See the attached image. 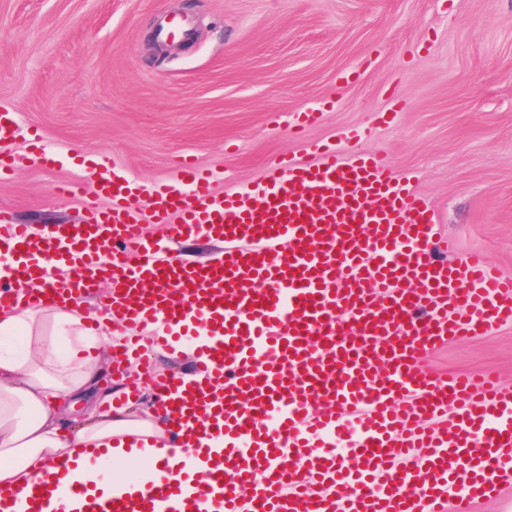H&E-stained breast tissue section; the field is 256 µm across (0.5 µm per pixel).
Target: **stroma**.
Segmentation results:
<instances>
[{
	"label": "stroma",
	"mask_w": 512,
	"mask_h": 512,
	"mask_svg": "<svg viewBox=\"0 0 512 512\" xmlns=\"http://www.w3.org/2000/svg\"><path fill=\"white\" fill-rule=\"evenodd\" d=\"M171 13L193 36L161 56L156 28ZM0 103L20 123L0 148L19 159L0 209L32 229L83 219L51 193L70 167L26 162L33 135L145 185L187 157L219 192L333 142L410 179L449 259L478 252L512 277V0H0ZM308 108L323 114L295 135L292 115ZM426 365L491 369L512 391V325L453 340Z\"/></svg>",
	"instance_id": "obj_1"
}]
</instances>
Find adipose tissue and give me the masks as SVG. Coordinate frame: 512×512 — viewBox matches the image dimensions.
Segmentation results:
<instances>
[{"label": "adipose tissue", "instance_id": "ef3b65f1", "mask_svg": "<svg viewBox=\"0 0 512 512\" xmlns=\"http://www.w3.org/2000/svg\"><path fill=\"white\" fill-rule=\"evenodd\" d=\"M113 334L109 326L89 328L79 303L0 311V495L9 496L11 512H31L32 483L54 477L52 463L72 456L78 466L58 478L64 507L74 486L106 487L116 496L144 491L149 464L162 458L173 479L187 474L191 492L203 488L207 465L193 447L160 442L162 405L146 417H126L107 392L88 409V424L65 421L70 402L92 394L102 371L89 347L111 342ZM138 425L148 427V435L128 438Z\"/></svg>", "mask_w": 512, "mask_h": 512}]
</instances>
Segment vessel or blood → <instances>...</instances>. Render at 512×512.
<instances>
[{"mask_svg":"<svg viewBox=\"0 0 512 512\" xmlns=\"http://www.w3.org/2000/svg\"><path fill=\"white\" fill-rule=\"evenodd\" d=\"M37 166L62 156L32 140ZM85 197L79 224L42 238L0 210V308L79 302L99 277L113 329L127 337L115 373L151 385L168 438L203 431L212 461L187 493L155 464L144 493L88 495L90 512H446L512 483V392L488 371L436 374L428 354L459 336L512 325V278L482 254L441 258L438 214L378 155L278 161L245 189L218 193L213 174L181 162L143 185L107 162L55 186ZM153 199L149 238L137 201ZM109 207H100V199ZM223 241L211 263L181 264L170 241ZM69 277L46 283L48 266ZM45 288L28 291V284ZM199 340L192 380L155 372V351ZM454 424H447L448 412Z\"/></svg>","mask_w":512,"mask_h":512,"instance_id":"1","label":"vessel or blood"}]
</instances>
